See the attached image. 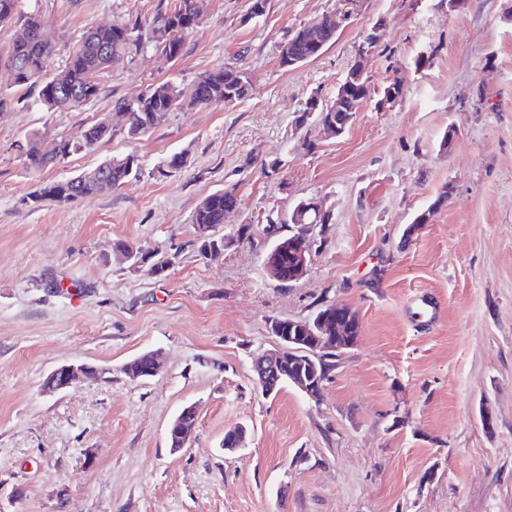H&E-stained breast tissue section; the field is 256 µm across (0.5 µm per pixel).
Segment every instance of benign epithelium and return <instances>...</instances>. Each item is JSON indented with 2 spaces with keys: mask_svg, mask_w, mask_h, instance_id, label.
I'll return each mask as SVG.
<instances>
[{
  "mask_svg": "<svg viewBox=\"0 0 512 512\" xmlns=\"http://www.w3.org/2000/svg\"><path fill=\"white\" fill-rule=\"evenodd\" d=\"M385 36V24L378 21L366 34L361 45L359 61L366 64L368 57L375 51ZM317 228L315 224L298 225L297 238L302 244L298 252L299 264L293 273V278H298L303 270L312 261V251L308 243L314 238ZM357 321L355 313L344 306L332 305L328 312L318 316L314 321L303 324L309 336L306 340L297 343L292 336L276 337L275 348L261 355L255 360L254 369L259 377V382L265 394L270 395L278 387L282 378V368L285 361L292 360L297 355H305L304 361L311 364L306 371H299L291 377V381L306 396L315 398L317 388L320 387L319 376L313 367L315 360L325 351L338 348V342L345 340V348L352 349L358 342V336L352 334L356 329ZM109 372L107 368H100L89 364H65L52 370L43 382L44 390L56 392L64 390L73 384V377L80 379L90 376L105 377Z\"/></svg>",
  "mask_w": 512,
  "mask_h": 512,
  "instance_id": "benign-epithelium-1",
  "label": "benign epithelium"
}]
</instances>
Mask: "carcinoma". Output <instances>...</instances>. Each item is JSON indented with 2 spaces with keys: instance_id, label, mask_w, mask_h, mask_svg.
<instances>
[{
  "instance_id": "obj_1",
  "label": "carcinoma",
  "mask_w": 512,
  "mask_h": 512,
  "mask_svg": "<svg viewBox=\"0 0 512 512\" xmlns=\"http://www.w3.org/2000/svg\"><path fill=\"white\" fill-rule=\"evenodd\" d=\"M206 6V0H173V5L160 10L149 22L136 19L106 28L91 27L70 56L65 69L51 76L47 73V62L54 54L55 45L44 35L41 19L27 9L26 0H0V28L8 26L13 29L7 52L0 56V65L15 70L14 87L37 91V104L53 112H72L97 98L101 79L123 64L131 52L151 47L161 51L168 60L178 58L183 43L179 39H166L167 30L179 27L192 31L203 18ZM326 21L327 16L323 15L297 29L290 40L280 46L279 65L286 68L288 59L310 54L314 43L324 48L332 43L335 34L327 29ZM247 94L248 80L244 73L234 67H224L201 74L189 85L172 81L155 84L136 96L115 100L113 110L129 115L125 134L139 139L160 125L169 113L185 106L232 105ZM336 94L344 98L338 109L329 111L313 97L308 108L296 117V126L301 129L311 123L319 127L334 125L372 100L369 77L359 69L358 63H353L347 70ZM402 96V80L394 78L377 93L376 104L382 108ZM86 132L88 135L82 142L67 137L50 138L39 132L30 133L26 137V156L23 158L26 168L34 173L40 172L54 161L61 162L72 155L91 152L112 140L113 136V132L99 123L87 126ZM140 171L136 157L113 156L91 170L42 183L31 194V201L68 205L105 190L101 185L103 177L110 187L117 188L139 178ZM236 204L234 189L216 191L200 202L192 223L203 232L213 230L224 223V213ZM266 227L276 234L271 252L278 263V279L287 281L292 277L294 266L295 249L291 245L294 235L279 234L280 227L270 219ZM195 246L204 259L216 260L224 255V236L198 239ZM118 252L137 254L143 271L153 277L167 276L168 263L160 261L153 253L135 249L124 242L112 246V253Z\"/></svg>"
}]
</instances>
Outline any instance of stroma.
<instances>
[{
  "mask_svg": "<svg viewBox=\"0 0 512 512\" xmlns=\"http://www.w3.org/2000/svg\"><path fill=\"white\" fill-rule=\"evenodd\" d=\"M159 3L28 0L54 39L53 73L89 27L148 21ZM249 8L208 0L177 60L131 55L79 111H0V512H512V0H361L336 42L290 70L280 45L336 0H270L254 19ZM379 19L366 73L378 89L400 77L402 99L363 104L335 138L296 129L310 97L334 99ZM219 67L246 73L248 97L123 135L113 100ZM107 115L111 141L37 177L25 168L26 134L75 138ZM176 152L186 166L159 174ZM127 154L143 173L120 187L61 207L29 200L40 181ZM229 187L224 255L201 259L192 215ZM307 199L331 222L284 284L265 264V215ZM116 241L181 254L159 279L118 264ZM329 304L362 329L321 400L291 384L262 394L253 363L275 346L270 320ZM147 351L161 372L129 379L123 365ZM81 363L112 374L43 393L53 369ZM189 405L193 438L171 452L168 425ZM240 426L242 447L225 449Z\"/></svg>",
  "mask_w": 512,
  "mask_h": 512,
  "instance_id": "1",
  "label": "stroma"
}]
</instances>
